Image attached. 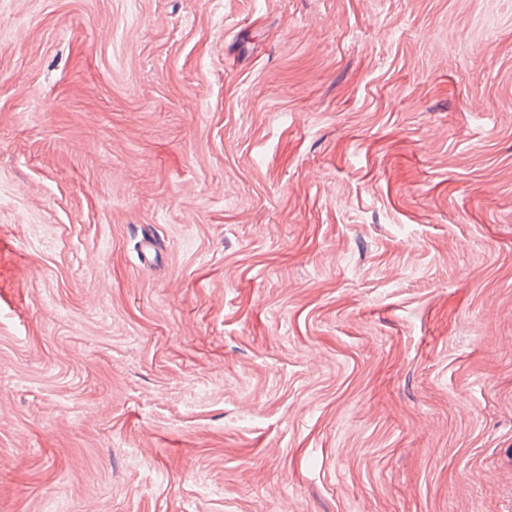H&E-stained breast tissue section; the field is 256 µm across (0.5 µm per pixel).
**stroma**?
Segmentation results:
<instances>
[{"label":"stroma","instance_id":"1","mask_svg":"<svg viewBox=\"0 0 512 512\" xmlns=\"http://www.w3.org/2000/svg\"><path fill=\"white\" fill-rule=\"evenodd\" d=\"M0 512H512V0H0Z\"/></svg>","mask_w":512,"mask_h":512}]
</instances>
